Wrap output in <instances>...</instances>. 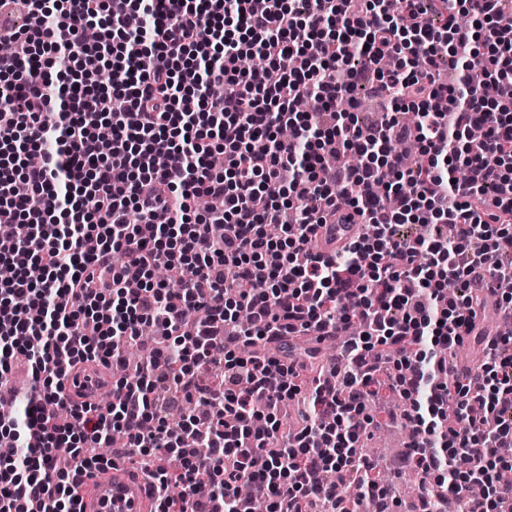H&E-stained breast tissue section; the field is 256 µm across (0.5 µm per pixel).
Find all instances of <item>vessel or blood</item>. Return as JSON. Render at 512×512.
<instances>
[{
    "label": "vessel or blood",
    "instance_id": "b4317fda",
    "mask_svg": "<svg viewBox=\"0 0 512 512\" xmlns=\"http://www.w3.org/2000/svg\"><path fill=\"white\" fill-rule=\"evenodd\" d=\"M360 225H323L317 231V252L330 254L339 250L346 238L359 235ZM100 371L89 366L73 371L64 381V392L72 399H79L92 392ZM149 488L137 473L129 471L122 463L94 471L78 486L77 494L86 512H144Z\"/></svg>",
    "mask_w": 512,
    "mask_h": 512
}]
</instances>
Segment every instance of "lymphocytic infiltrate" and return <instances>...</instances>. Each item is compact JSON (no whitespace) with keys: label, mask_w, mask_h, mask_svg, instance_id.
Masks as SVG:
<instances>
[{"label":"lymphocytic infiltrate","mask_w":512,"mask_h":512,"mask_svg":"<svg viewBox=\"0 0 512 512\" xmlns=\"http://www.w3.org/2000/svg\"><path fill=\"white\" fill-rule=\"evenodd\" d=\"M500 2L0 0V512H85L75 488L110 448L150 480L151 512H239L243 484L269 512H394L360 453L387 394L408 464L443 489L422 512L512 501V337L476 328L478 284L512 280ZM248 55L263 66L241 69ZM360 88L379 125L359 124ZM407 138L422 170L394 149ZM200 196L220 208L197 213ZM287 209L296 224L269 236ZM348 215L365 233L316 253L317 227ZM149 323L159 336L108 401L65 397L66 368L121 364ZM311 330L346 333L338 383L282 347ZM473 341L465 383L449 359Z\"/></svg>","instance_id":"1"}]
</instances>
